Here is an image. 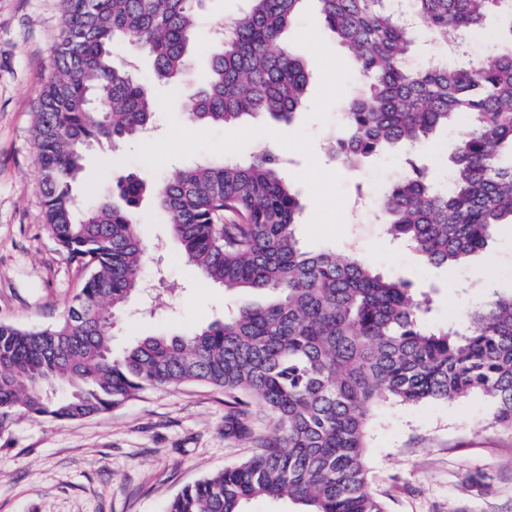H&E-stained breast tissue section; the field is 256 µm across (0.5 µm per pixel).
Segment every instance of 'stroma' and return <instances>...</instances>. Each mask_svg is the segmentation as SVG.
<instances>
[{
	"instance_id": "35a3bbf8",
	"label": "stroma",
	"mask_w": 512,
	"mask_h": 512,
	"mask_svg": "<svg viewBox=\"0 0 512 512\" xmlns=\"http://www.w3.org/2000/svg\"><path fill=\"white\" fill-rule=\"evenodd\" d=\"M245 7V0H206V31L192 48L197 75H204L211 56L208 28ZM61 25L57 0H0V322L25 328L61 320L85 280L44 229L31 134V112ZM286 41L311 81L305 109L292 123L275 125L272 149L286 158L305 206L296 228L303 248L344 255L357 244L383 274L433 289V324L483 297L478 266H492L496 288L512 292V225L496 227L477 263L448 271L425 266L417 253L384 236L377 200L404 173V153L378 156L358 170L330 160L324 147L343 123L342 104L354 85L352 54L329 40L312 10L302 13ZM136 74L160 101L152 128L133 143L88 148L74 187L83 206L96 205L128 173L154 185L172 168L245 158L258 149L252 122L225 128L193 122L180 106L181 88L155 84L148 59H138ZM136 221L147 254L157 257L144 263L142 278L161 294L153 302H129L112 340L117 353L164 330L184 332L223 319L238 303L182 262L152 196L140 202ZM226 400L223 390L182 384L145 390L79 421L16 417L0 430V512H166L184 487L254 454L249 440L227 433ZM367 443L372 487L388 512H512V434L491 427L480 396L386 403L368 425Z\"/></svg>"
}]
</instances>
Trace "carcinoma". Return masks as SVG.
I'll use <instances>...</instances> for the list:
<instances>
[{
  "instance_id": "1",
  "label": "carcinoma",
  "mask_w": 512,
  "mask_h": 512,
  "mask_svg": "<svg viewBox=\"0 0 512 512\" xmlns=\"http://www.w3.org/2000/svg\"><path fill=\"white\" fill-rule=\"evenodd\" d=\"M314 2L331 36L353 53L358 90L336 163L356 168L397 147L413 150L407 172L378 198L385 233L432 267L482 250L512 224V0H247L230 32H214L210 78L183 106L200 124L247 117L290 123L306 103L310 75L284 39ZM201 0H58L63 25L51 72L32 112L44 226L85 271L57 323L27 329L0 322V429L17 414L78 421L151 388L188 383L224 390L232 435L257 453L185 487L166 512H245L254 498L290 501L300 512H387L372 489L367 428L384 403L413 405L482 396L493 423L512 432V292H489L456 320L432 325L412 283L386 277L352 253L303 250V205L284 164L262 150L244 160H203L152 188L120 178L95 206L72 192L82 150L100 138L135 140L157 102L132 64L152 60L159 82H178L201 33ZM493 16L507 41L486 60L413 64L422 29L448 42ZM467 127L449 153L451 177L431 182L417 149L440 129ZM150 192L169 218L185 263L232 293H261L224 320L185 333L147 336L116 355L113 329L141 289L146 249L133 214ZM257 407L264 434L245 423Z\"/></svg>"
}]
</instances>
